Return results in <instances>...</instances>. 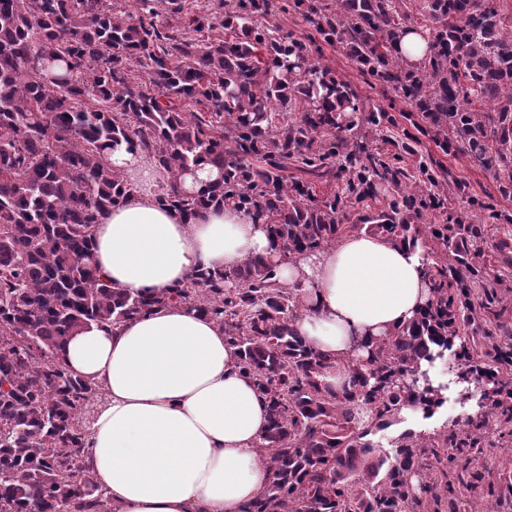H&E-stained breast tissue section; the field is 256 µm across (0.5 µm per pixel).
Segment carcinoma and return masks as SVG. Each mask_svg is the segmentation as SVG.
Wrapping results in <instances>:
<instances>
[{"label": "carcinoma", "mask_w": 512, "mask_h": 512, "mask_svg": "<svg viewBox=\"0 0 512 512\" xmlns=\"http://www.w3.org/2000/svg\"><path fill=\"white\" fill-rule=\"evenodd\" d=\"M186 2L135 0L118 14L112 0H0V512H111L84 463L104 391L57 353L82 327L180 304L224 327L267 401L269 481L243 512L494 508L512 481L478 459L512 447V213L436 155L468 160L512 199V24L500 0ZM293 13L310 35L273 21ZM170 14L185 19L178 36ZM409 27L427 38L418 65L398 49ZM326 45L407 109L371 103L322 63ZM122 146L169 173L161 203L188 220L238 207L286 256L361 231L419 243L433 300L354 362L355 392L340 397L295 327L296 294L262 257L132 295L92 259L93 226L135 190L112 164ZM207 166L221 179L178 189ZM378 197L387 204L374 210ZM431 210L445 223L424 239ZM351 211L358 223H343ZM448 354L450 375L477 376L490 407L461 430L404 433L391 452L369 440L406 409L430 417L445 403L439 385L401 382Z\"/></svg>", "instance_id": "cac0c4a2"}]
</instances>
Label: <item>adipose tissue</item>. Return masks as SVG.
Returning a JSON list of instances; mask_svg holds the SVG:
<instances>
[{
	"instance_id": "1",
	"label": "adipose tissue",
	"mask_w": 512,
	"mask_h": 512,
	"mask_svg": "<svg viewBox=\"0 0 512 512\" xmlns=\"http://www.w3.org/2000/svg\"><path fill=\"white\" fill-rule=\"evenodd\" d=\"M112 162L136 189L93 228L105 279L133 294L161 293L196 267L266 258L298 293L296 327L329 356L322 381L337 394L352 389L349 359L367 357L432 298L420 248L352 233L288 263L266 226L244 212L211 208L185 219L158 203L166 178L143 155L122 149ZM60 356L105 390L85 452L112 512H241L267 483L258 453L266 401L222 327L196 309L167 306L114 328L86 327Z\"/></svg>"
}]
</instances>
